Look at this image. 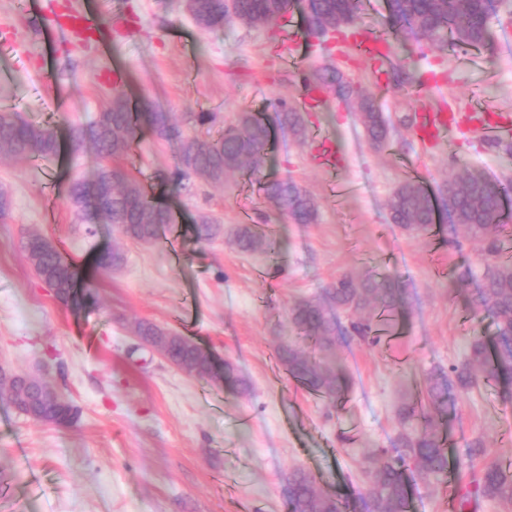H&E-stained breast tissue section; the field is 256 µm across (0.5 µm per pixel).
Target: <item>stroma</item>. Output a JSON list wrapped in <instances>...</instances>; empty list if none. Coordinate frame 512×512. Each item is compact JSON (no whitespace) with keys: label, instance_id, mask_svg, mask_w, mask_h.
I'll use <instances>...</instances> for the list:
<instances>
[{"label":"stroma","instance_id":"35a3bbf8","mask_svg":"<svg viewBox=\"0 0 512 512\" xmlns=\"http://www.w3.org/2000/svg\"><path fill=\"white\" fill-rule=\"evenodd\" d=\"M69 1L89 2L0 0V111L54 126L63 146L53 162L0 160V188L12 199L0 222V365L44 378L76 411L70 426L56 427L0 398V512H287L283 483L296 468L349 512H365L363 455L392 448L402 397L433 369L462 364L472 337L495 333L478 304L479 247L444 230L408 234L390 222L388 201L412 174L435 192L466 169L512 180V154L457 131L426 149L403 122L431 109L512 113V0L490 24L491 47L473 57L395 38L392 62L409 61L421 82L407 91L387 86L346 41L307 37L298 12L276 31L232 24L209 32L180 0H96L109 39L103 48L53 34ZM325 66L374 94L390 141L371 147L356 110L330 90L306 109L309 143L276 130L261 177L293 178L317 201V223L280 214L260 177L246 171L220 186L162 181L177 144L149 134L123 165L177 215L155 244L88 222L68 201V181L89 177L98 162L90 145H75L76 130L116 89L203 135L191 114L213 113L221 126L244 111L272 116L281 97L303 107L304 76ZM322 136L343 149L340 170L314 163L313 141ZM202 215L223 224V236L197 239ZM241 224L271 231L281 248L238 251L231 239ZM31 232L73 262L93 299L75 307L54 298L20 247ZM115 247L123 265L101 272L98 254ZM371 270L398 276L405 304L394 335L343 347L349 385L332 404L288 377L277 348L295 339V302ZM139 322L186 336L216 366L232 362L247 389L187 376L137 341ZM448 430L450 477L410 473V512H504L474 492L473 476L492 461L512 464V396L495 384L454 390ZM476 439L487 454L472 459L467 446Z\"/></svg>","mask_w":512,"mask_h":512}]
</instances>
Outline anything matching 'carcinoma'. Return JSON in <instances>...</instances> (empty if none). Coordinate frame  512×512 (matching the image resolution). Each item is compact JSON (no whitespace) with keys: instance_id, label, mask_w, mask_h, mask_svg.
Masks as SVG:
<instances>
[{"instance_id":"1","label":"carcinoma","mask_w":512,"mask_h":512,"mask_svg":"<svg viewBox=\"0 0 512 512\" xmlns=\"http://www.w3.org/2000/svg\"><path fill=\"white\" fill-rule=\"evenodd\" d=\"M361 6V0H304L306 36L317 32L323 35L343 25L355 26ZM292 8L293 0H235L230 12L225 0H195L193 18L200 27L211 31L230 21L247 27L272 26L288 22ZM496 15V5L479 0H386L382 35L388 38L401 32L425 40L439 50L485 49L491 43L490 20ZM391 79L396 88L404 89L413 84V71L398 65L393 68ZM304 82L330 88L337 98L353 104L369 145L380 149L386 144L388 124L374 99L354 87L338 69H315L304 77ZM274 108L277 125L288 130L297 142H305L308 128L302 113L286 98L278 99ZM144 124L160 139L167 138L173 128L167 113L155 111L144 102L134 110L126 94L116 91L109 107L76 131L78 141L92 145L99 163L93 178L71 182L66 196L75 208L82 209L87 205L91 188L106 192L112 204L99 223L117 227L127 238L153 244L160 229L173 222L174 213L118 164L131 150ZM270 137L269 123L252 112H242L215 136L184 135L173 169L161 175V179L181 185L196 178L222 185L228 175L244 168L258 173L264 165ZM58 150L52 126L29 121L18 112H0L1 160L50 159ZM511 190V182L494 181L483 172L472 170L449 180L438 199L420 182L407 179L389 200L391 223L425 234L446 213L455 238L478 244L485 259H493L483 274L479 302L494 323L496 333L491 344L481 336L474 337L464 364L448 371L437 369L426 378L420 392L401 404V430L393 451L376 449L364 456L368 495L375 512H408V467H414L424 479L447 475L450 390H468L480 383L505 387L512 384V261L497 259L503 238L512 236L508 226L512 215L504 207ZM264 191L267 199L294 223L317 221L314 197L297 182L269 181ZM223 232V225L206 215L196 222V234L201 240H212ZM234 243L242 252H269L275 245L270 232L248 224L236 230ZM22 249L55 298L62 303L68 301L79 288L74 264L40 234L27 236ZM403 305V291L393 276L375 272L356 277L344 275L321 297L303 299L293 305L290 318L297 331L296 341L278 348L279 361L289 378L309 392L336 402L348 387L346 367L340 356L347 338L376 344L380 326ZM339 312L347 316L349 327L341 326L336 319ZM138 331L144 341L166 350L171 361L184 371L201 379L218 380L212 354L198 344L152 323H139ZM7 400L36 421L66 425L69 406L57 402L56 395L44 385L15 384ZM477 489L486 497L512 506V467L488 466ZM283 493L292 512H342V503L319 490L315 478L302 469L288 474Z\"/></svg>"}]
</instances>
